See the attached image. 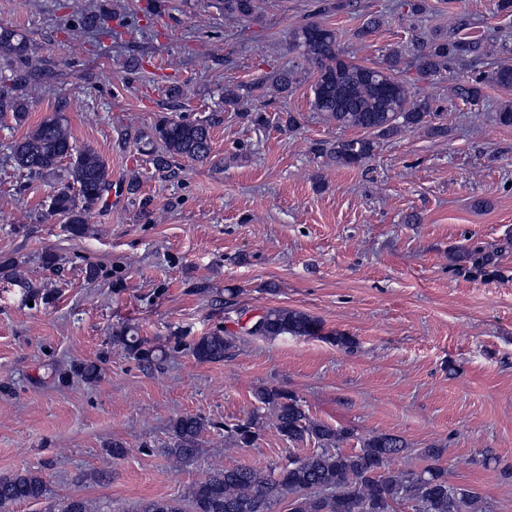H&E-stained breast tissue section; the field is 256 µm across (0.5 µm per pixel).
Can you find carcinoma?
Instances as JSON below:
<instances>
[{"label":"carcinoma","mask_w":512,"mask_h":512,"mask_svg":"<svg viewBox=\"0 0 512 512\" xmlns=\"http://www.w3.org/2000/svg\"><path fill=\"white\" fill-rule=\"evenodd\" d=\"M224 19L258 18L257 0H220ZM288 48L306 62L315 75L312 84V109L323 121L337 129L360 130L362 137H341L318 141L315 155L340 167H355L370 159L381 142L403 132L422 131L432 137L448 136L443 113L427 98H420L408 83L398 77L403 53L394 48L384 64H357L340 50L336 31L318 22L296 26L288 32ZM489 47L480 38L433 37L417 45L416 65L421 78L433 80L448 70V65L463 57H479ZM26 38L10 29H0V56L28 58ZM298 79L289 68L271 78L247 87H224V109L239 112L257 127L266 126L262 110L247 109L245 102L253 94L270 100L292 92ZM495 86L512 89V65L500 63L454 86L450 100L476 105L484 89ZM220 123L214 113L206 118L160 117L152 129L161 151L154 158L157 170L168 172L177 157L206 162L211 155V129ZM17 168L28 173L51 175L67 161L64 182L54 191L50 214L67 218V229L74 237L85 235L88 215L102 201L110 186L109 169L92 148H76L70 127L55 114L12 146ZM499 251L483 247H464L454 262L469 263L483 269L495 264ZM0 276L27 287L18 261H0ZM258 321L259 330L247 334L264 338L278 336H314L321 329L316 317L303 311L269 308ZM138 360L160 366L167 353L147 348L142 340L124 330L112 337ZM230 347L228 337L211 333L188 344L190 353L201 362L224 359ZM257 400L265 412H256L246 420L224 426V442L233 448H250L266 425L291 444H314L304 456H290L264 474L246 464L216 468L194 483L182 498H159L140 502L132 512H273L280 502L288 501L289 512H396L402 504L418 506L416 512H484L483 500L470 487L462 490L448 481V468L441 464L444 449L430 445L420 449L426 461L418 471H400L392 463L408 450L404 439L381 433L360 440L357 451L342 450L354 437V431L333 427L311 418L300 399L278 388L258 392ZM206 428L204 419L181 416L171 425V437L164 453L175 463L194 459L199 437ZM46 494V482L34 469L0 476V508L22 501H39ZM49 512H91L89 501L72 497L59 510Z\"/></svg>","instance_id":"cac0c4a2"}]
</instances>
